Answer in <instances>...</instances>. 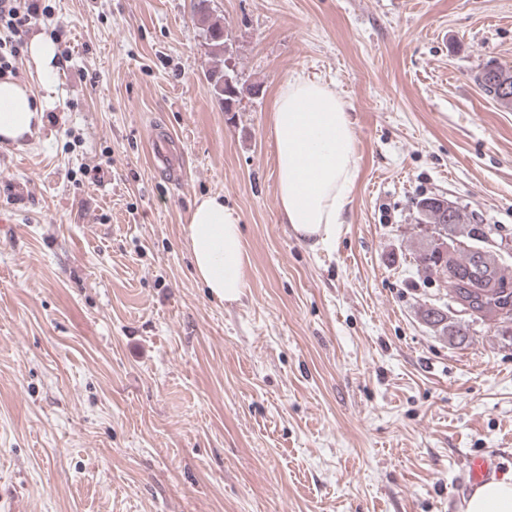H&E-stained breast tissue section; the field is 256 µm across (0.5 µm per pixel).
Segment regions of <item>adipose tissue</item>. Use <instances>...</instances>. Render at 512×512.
Wrapping results in <instances>:
<instances>
[{
	"mask_svg": "<svg viewBox=\"0 0 512 512\" xmlns=\"http://www.w3.org/2000/svg\"><path fill=\"white\" fill-rule=\"evenodd\" d=\"M27 54L43 88L55 93L54 40L34 34ZM271 121L281 221L297 238L318 246L338 224L356 177L347 106L326 84L296 74L280 86ZM43 122L44 112L35 105L28 84L0 78V142L34 136ZM188 245L196 279L217 299L238 300L245 288L247 257L239 219L223 197L195 200ZM462 512H512V469L473 487L463 499Z\"/></svg>",
	"mask_w": 512,
	"mask_h": 512,
	"instance_id": "1",
	"label": "adipose tissue"
}]
</instances>
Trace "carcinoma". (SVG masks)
I'll use <instances>...</instances> for the list:
<instances>
[{"instance_id":"obj_1","label":"carcinoma","mask_w":512,"mask_h":512,"mask_svg":"<svg viewBox=\"0 0 512 512\" xmlns=\"http://www.w3.org/2000/svg\"><path fill=\"white\" fill-rule=\"evenodd\" d=\"M199 21L202 24V29L211 34L213 55L216 57L223 55L224 26L211 20L209 12L205 9L200 11ZM476 82L501 108L512 110V91L507 94L499 93V89L505 82L512 87V69L499 66L494 73L484 69L476 76ZM435 201H437L435 196L423 197L415 202V207L418 211L429 209L430 223L435 225L437 235L455 236L470 241L476 234L484 232V228L476 223L473 215L459 207L455 209L454 223H444ZM434 252L432 239L427 237L419 243L414 253L417 271L423 273L427 280L438 277L440 268L448 266V261H439L434 256ZM472 265L470 254L465 251L459 252L455 259L458 275H452L445 281L446 288H448V303L455 311L466 313V319L447 323L440 327V331L458 345L469 342L470 321L474 319L496 321L497 315L504 310V305L507 304V301L498 297L500 288L504 286L512 288V271L507 265L500 266L494 272L495 285L498 286V289L489 293L482 288L472 287L471 280L466 278L467 271L471 269Z\"/></svg>"}]
</instances>
